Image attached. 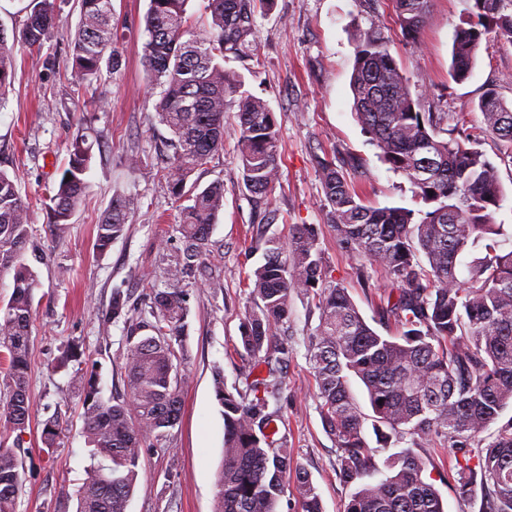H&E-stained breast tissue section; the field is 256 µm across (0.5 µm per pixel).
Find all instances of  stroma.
Segmentation results:
<instances>
[{"mask_svg": "<svg viewBox=\"0 0 512 512\" xmlns=\"http://www.w3.org/2000/svg\"><path fill=\"white\" fill-rule=\"evenodd\" d=\"M112 7L120 55L116 70L103 71L92 82L75 81L68 58L80 23V2L56 0L53 32L38 52L40 66H32L28 49L15 47L17 67L0 109V169L16 173L19 192L30 205L32 244L44 254L35 266L39 286L33 300L29 373L33 425L17 450L25 475L16 512H76L74 492L84 478L89 447L78 400L71 393L73 371L55 365L60 346L81 341L98 364L104 395L125 396L123 326L103 327L101 313L117 287L136 307H145L151 289L168 288L167 271L183 249L181 206L159 177L170 133L153 118L154 97L143 63V18L149 0H112ZM466 8V0H430L426 23L413 43L402 38L390 0H383L374 13L361 0H273L272 7L255 15L254 60L224 63L240 75L244 91L266 102L279 129L284 157L271 195L277 219L267 224L269 233L285 238L292 225L319 226L333 279L347 288L372 325L378 322V297L392 284L377 267L360 275V259L342 249L326 228L317 160L357 158L361 166L348 179L367 203L422 209L409 180L381 161L353 114L354 43L363 31L382 27L422 106L478 126V103L487 91L512 104V43L489 32L469 77L453 81L448 74L451 48ZM79 133L101 148L93 153L85 200L69 232L51 241L44 232L49 197L68 166L70 142ZM479 148L497 166L505 191L494 221L511 226L512 160L504 158L492 134L483 135ZM132 152L140 158L134 170L124 163ZM239 165L237 137L229 130L219 156L193 176L201 188L216 180L224 183V207L208 258L214 280L205 282L191 272L181 282L190 309L182 417L158 447L143 449L139 484L127 512H213L224 448V416L215 399L213 371L221 369L227 386L242 383L246 363L234 348L251 306L244 281L261 261L260 253L249 249V231L266 224ZM117 193L133 198L135 205L125 234L100 254L94 248L96 223ZM290 305L288 333L294 354L282 374L288 445L318 487L324 512H343L350 489L338 476L337 449L321 423L307 356V338L319 323V311L306 296H292ZM58 411L70 424L48 454L42 450L40 424ZM419 453L428 460L424 475L440 493L446 512H482L481 491L465 497L458 492L452 450L424 446Z\"/></svg>", "mask_w": 512, "mask_h": 512, "instance_id": "1", "label": "stroma"}]
</instances>
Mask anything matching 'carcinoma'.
I'll list each match as a JSON object with an SVG mask.
<instances>
[{
  "label": "carcinoma",
  "instance_id": "1",
  "mask_svg": "<svg viewBox=\"0 0 512 512\" xmlns=\"http://www.w3.org/2000/svg\"><path fill=\"white\" fill-rule=\"evenodd\" d=\"M56 0H31L22 27H0V90L11 84L16 57L8 43L40 48L54 25ZM403 37L417 42L429 0H392ZM455 29L449 74L465 80L489 27L512 39V0H468ZM189 0H150L145 17L144 63L155 112L172 135V156L162 177L171 195L188 196L182 262L169 271L171 287L157 292L149 309H134L120 288L102 316L127 326L121 370L124 398H104L92 367H77L73 383L82 400L83 433L91 462L76 489L77 512H126L139 477L142 450L167 437L180 420L187 382L185 339L189 307L180 288L186 268L206 251L224 206V183L203 189L189 182L223 150L225 113L236 111L241 176L256 203L270 206L281 174L282 150L273 113L242 92L239 75L224 68L232 55L251 52L259 5L272 0H209L210 21L195 33ZM81 22L71 40V70L89 80L102 66L117 67L112 40V0H80ZM353 110L390 168L404 175L428 210L369 206L351 185L354 159L317 160L328 227L339 245L378 267L397 287L379 298L380 319L399 326L384 335L367 323L347 288L327 279L313 224L292 226L288 241L258 233L263 262L245 282L252 307L241 344L248 369L244 387L228 389L213 373L223 409L224 450L217 473L214 512H279L293 489L301 512H323L317 487L288 448L282 412V370L293 355L288 340L290 298H317L319 324L308 336L307 355L321 399L320 416L338 450L337 471L357 488L343 512H445L434 485L424 478L426 460L413 446L468 448L502 412L512 407V232L494 222L504 200L497 167L478 148L481 134H494L512 158V106L494 92L479 101L482 125L468 132L465 119L448 126L443 112H422L409 78L380 29L356 39L351 79ZM92 159L83 135L74 138L68 168L49 206L48 233L62 237L83 202V175ZM71 176L65 180V176ZM129 200L112 196L97 223L96 251L106 252L124 235ZM29 204L16 177L0 170V271H13V290L0 300V359L7 394L0 399V512H15L24 464L3 435L21 439L29 428L33 290L37 274L24 259L29 244ZM480 256L466 263L469 252ZM426 263H421L419 255ZM466 277H461V266ZM80 342L61 349L58 364L81 362ZM366 388L371 413L357 403L351 382ZM371 425L385 446L411 437V446L390 454L384 467L365 437ZM68 419L57 412L41 423L44 452L55 448ZM459 493L473 491L481 476L484 512H512V418L482 450L477 467L456 457ZM366 476L371 481L360 480Z\"/></svg>",
  "mask_w": 512,
  "mask_h": 512
}]
</instances>
